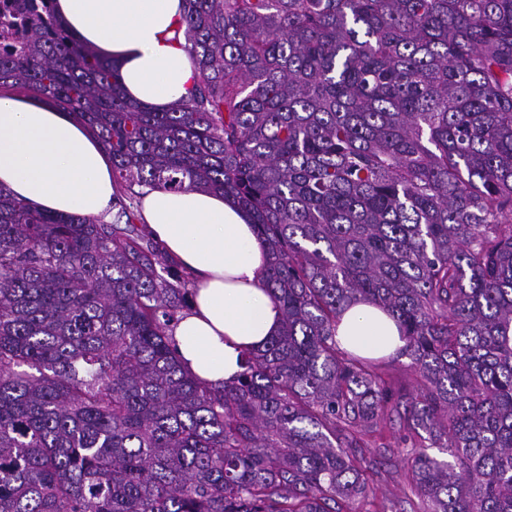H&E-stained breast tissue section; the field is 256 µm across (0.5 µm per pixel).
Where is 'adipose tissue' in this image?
I'll use <instances>...</instances> for the list:
<instances>
[{
    "label": "adipose tissue",
    "instance_id": "ef3b65f1",
    "mask_svg": "<svg viewBox=\"0 0 512 512\" xmlns=\"http://www.w3.org/2000/svg\"><path fill=\"white\" fill-rule=\"evenodd\" d=\"M79 41L114 62L128 98L162 111L189 96L197 68L186 51L182 0H55ZM0 189L34 209L109 219L112 162L87 128L53 104L0 93ZM146 233L189 274L193 295L173 328L184 368L233 380L249 352L278 335L282 315L262 282L268 257L229 198L201 190L144 189ZM346 351L380 357L405 344L378 306L351 305L336 327Z\"/></svg>",
    "mask_w": 512,
    "mask_h": 512
}]
</instances>
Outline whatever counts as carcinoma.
I'll return each instance as SVG.
<instances>
[{"label": "carcinoma", "mask_w": 512, "mask_h": 512, "mask_svg": "<svg viewBox=\"0 0 512 512\" xmlns=\"http://www.w3.org/2000/svg\"><path fill=\"white\" fill-rule=\"evenodd\" d=\"M183 2L197 86L167 111L28 9L0 86L78 117L122 188L229 196L282 330L203 382L172 343L189 275L124 199L108 223L0 189V512H351L400 410L429 512H512V0ZM359 301L411 391L336 343Z\"/></svg>", "instance_id": "cac0c4a2"}]
</instances>
